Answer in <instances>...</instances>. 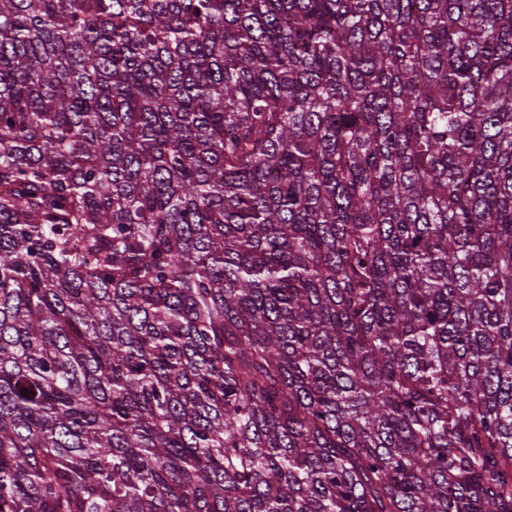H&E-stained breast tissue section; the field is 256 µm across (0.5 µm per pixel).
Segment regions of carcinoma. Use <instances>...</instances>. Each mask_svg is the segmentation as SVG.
<instances>
[{"mask_svg": "<svg viewBox=\"0 0 512 512\" xmlns=\"http://www.w3.org/2000/svg\"><path fill=\"white\" fill-rule=\"evenodd\" d=\"M0 512H512V0H0Z\"/></svg>", "mask_w": 512, "mask_h": 512, "instance_id": "cac0c4a2", "label": "carcinoma"}]
</instances>
